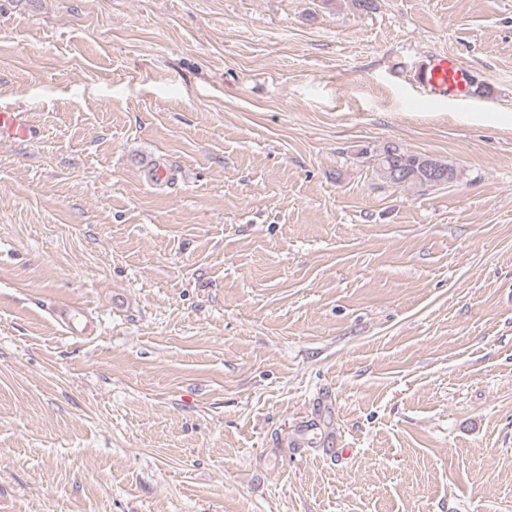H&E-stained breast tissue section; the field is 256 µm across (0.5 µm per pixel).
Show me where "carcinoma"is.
<instances>
[{
  "instance_id": "cac0c4a2",
  "label": "carcinoma",
  "mask_w": 512,
  "mask_h": 512,
  "mask_svg": "<svg viewBox=\"0 0 512 512\" xmlns=\"http://www.w3.org/2000/svg\"><path fill=\"white\" fill-rule=\"evenodd\" d=\"M372 163L374 177L381 187L419 188L427 191L439 187L422 170L423 155L388 142L370 152L363 151Z\"/></svg>"
}]
</instances>
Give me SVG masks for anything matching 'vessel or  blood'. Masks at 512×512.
<instances>
[{
	"mask_svg": "<svg viewBox=\"0 0 512 512\" xmlns=\"http://www.w3.org/2000/svg\"><path fill=\"white\" fill-rule=\"evenodd\" d=\"M416 84L437 101L464 103L472 95L473 76L470 68L451 55L428 57L415 75ZM36 131L24 113L0 109V140L24 142L34 139ZM53 317L69 330L89 335L94 331L91 321L82 320L74 306L55 305Z\"/></svg>",
	"mask_w": 512,
	"mask_h": 512,
	"instance_id": "vessel-or-blood-1",
	"label": "vessel or blood"
}]
</instances>
